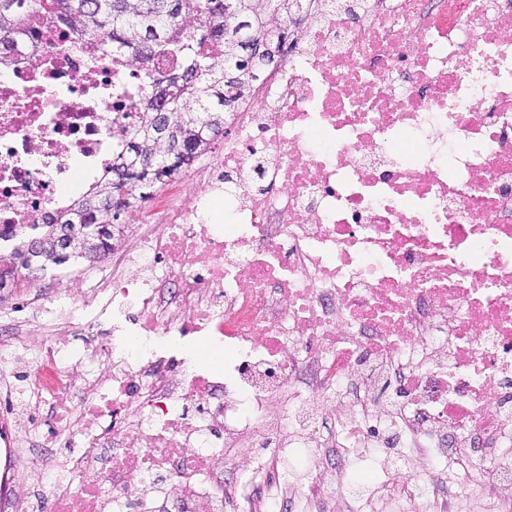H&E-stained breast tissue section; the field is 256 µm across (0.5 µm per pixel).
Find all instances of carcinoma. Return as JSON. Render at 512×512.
Returning <instances> with one entry per match:
<instances>
[{"mask_svg": "<svg viewBox=\"0 0 512 512\" xmlns=\"http://www.w3.org/2000/svg\"><path fill=\"white\" fill-rule=\"evenodd\" d=\"M0 10V49L38 32L45 23L61 20L78 38L106 37L112 49L137 59L153 78L151 65L169 63V73L153 83L137 128L126 147L112 154V176H104L82 196L60 224H29L12 230L8 252H0V285L26 270L35 276L71 262L101 259L114 248L123 219L179 179L224 136V113L250 91L264 64L243 54L242 41L261 42L275 56L293 25V7L300 0H10ZM234 70V79L224 72ZM169 115L179 150L166 154L155 138V116ZM139 155L155 158L149 168ZM89 224L103 225L96 237ZM67 228L77 248L65 257L54 252V239Z\"/></svg>", "mask_w": 512, "mask_h": 512, "instance_id": "carcinoma-1", "label": "carcinoma"}]
</instances>
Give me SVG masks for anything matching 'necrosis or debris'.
Wrapping results in <instances>:
<instances>
[{
    "label": "necrosis or debris",
    "mask_w": 512,
    "mask_h": 512,
    "mask_svg": "<svg viewBox=\"0 0 512 512\" xmlns=\"http://www.w3.org/2000/svg\"><path fill=\"white\" fill-rule=\"evenodd\" d=\"M303 6L194 191L52 300L37 359L0 336V512H329L387 447L412 512H461L429 491L451 454L512 512V0ZM144 95L58 22L1 54L0 232L110 172Z\"/></svg>",
    "instance_id": "1"
}]
</instances>
